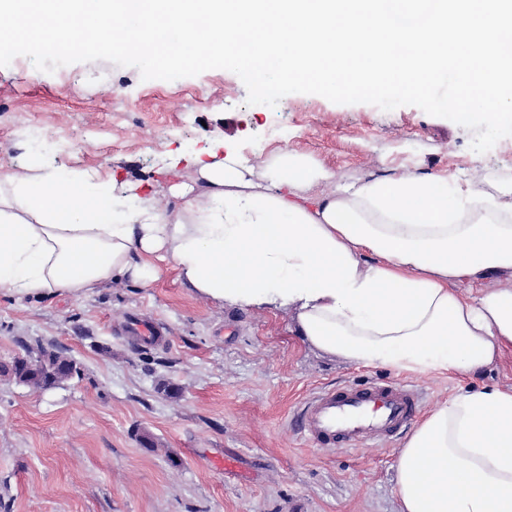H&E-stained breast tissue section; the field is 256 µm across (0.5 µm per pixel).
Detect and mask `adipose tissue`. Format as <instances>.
<instances>
[{
  "instance_id": "adipose-tissue-1",
  "label": "adipose tissue",
  "mask_w": 512,
  "mask_h": 512,
  "mask_svg": "<svg viewBox=\"0 0 512 512\" xmlns=\"http://www.w3.org/2000/svg\"><path fill=\"white\" fill-rule=\"evenodd\" d=\"M156 192L32 159L0 173V290L150 287L169 261L222 305L291 308L315 348L370 367L477 377L512 349V185L406 167L351 184L313 157L229 153ZM481 284L478 296L459 283ZM399 512H512V387L465 388L396 452Z\"/></svg>"
}]
</instances>
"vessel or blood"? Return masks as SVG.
<instances>
[{
    "mask_svg": "<svg viewBox=\"0 0 512 512\" xmlns=\"http://www.w3.org/2000/svg\"><path fill=\"white\" fill-rule=\"evenodd\" d=\"M123 335L145 343L159 341L162 327L130 318ZM421 404L420 394L408 384L341 386L319 392L303 406L300 428L320 446H358L366 437L386 438L405 428Z\"/></svg>",
    "mask_w": 512,
    "mask_h": 512,
    "instance_id": "b4317fda",
    "label": "vessel or blood"
}]
</instances>
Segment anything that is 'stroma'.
I'll use <instances>...</instances> for the list:
<instances>
[{
	"label": "stroma",
	"instance_id": "35a3bbf8",
	"mask_svg": "<svg viewBox=\"0 0 512 512\" xmlns=\"http://www.w3.org/2000/svg\"><path fill=\"white\" fill-rule=\"evenodd\" d=\"M48 133L49 163L145 188L221 143L255 165L284 149L307 154L340 182L413 164L512 182V136L479 154L469 129L413 105L295 93L271 108L248 104L223 69L145 80L103 60L46 73L16 57L0 67V171ZM134 314L162 324L166 344L122 336ZM293 325L285 309L220 306L170 265L152 287L121 280L85 298L1 290L0 368L54 344L81 375L39 392L0 371V512H398L400 436L318 448L298 434L297 413L321 390L372 382L413 385L428 411L468 378L349 363Z\"/></svg>",
	"mask_w": 512,
	"mask_h": 512
}]
</instances>
